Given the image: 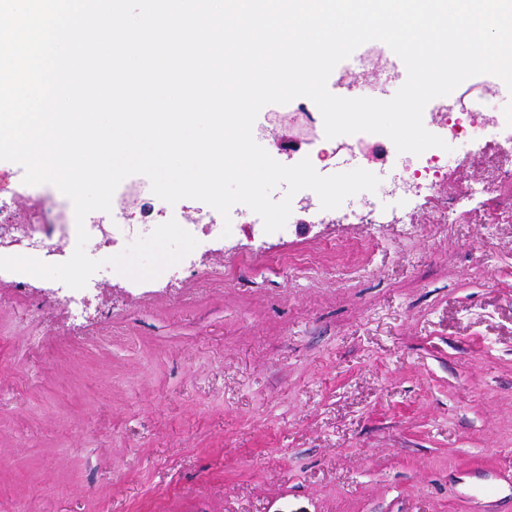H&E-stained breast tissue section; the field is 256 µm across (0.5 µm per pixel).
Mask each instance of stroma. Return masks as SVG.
I'll list each match as a JSON object with an SVG mask.
<instances>
[{
    "mask_svg": "<svg viewBox=\"0 0 512 512\" xmlns=\"http://www.w3.org/2000/svg\"><path fill=\"white\" fill-rule=\"evenodd\" d=\"M448 138L449 214L410 198L404 224L256 213L159 279L97 276L89 311L43 301L36 337L0 280V512H512V163ZM259 113L293 165L322 139ZM381 188L425 155L350 135Z\"/></svg>",
    "mask_w": 512,
    "mask_h": 512,
    "instance_id": "stroma-1",
    "label": "stroma"
}]
</instances>
